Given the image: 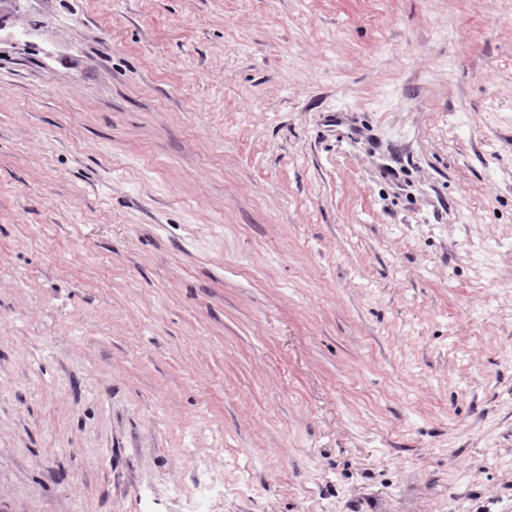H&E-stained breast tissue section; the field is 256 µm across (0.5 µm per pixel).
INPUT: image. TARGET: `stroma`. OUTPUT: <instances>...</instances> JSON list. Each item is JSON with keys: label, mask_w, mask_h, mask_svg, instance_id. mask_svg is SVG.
Returning <instances> with one entry per match:
<instances>
[{"label": "stroma", "mask_w": 512, "mask_h": 512, "mask_svg": "<svg viewBox=\"0 0 512 512\" xmlns=\"http://www.w3.org/2000/svg\"><path fill=\"white\" fill-rule=\"evenodd\" d=\"M512 512V0H21L0 512Z\"/></svg>", "instance_id": "35a3bbf8"}]
</instances>
